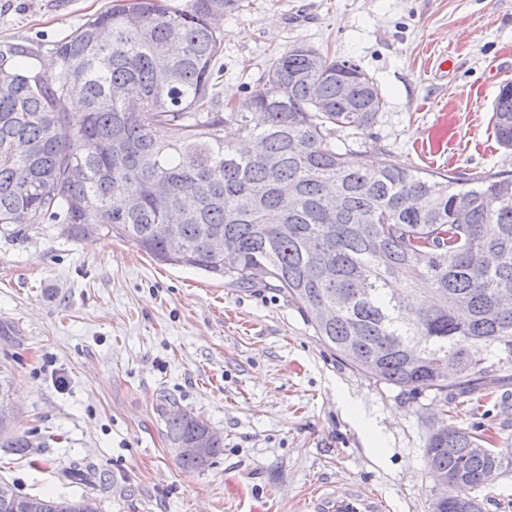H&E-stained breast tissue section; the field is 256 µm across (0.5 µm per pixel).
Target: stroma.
<instances>
[{
    "label": "stroma",
    "mask_w": 512,
    "mask_h": 512,
    "mask_svg": "<svg viewBox=\"0 0 512 512\" xmlns=\"http://www.w3.org/2000/svg\"><path fill=\"white\" fill-rule=\"evenodd\" d=\"M124 0H0V40L52 45ZM223 90L241 100L296 43L359 65L385 106L360 138L387 160L464 176L512 171L491 121L512 80V0H244L221 24ZM0 376L13 429L0 477L24 495L80 496L85 458L110 483L101 512H313L318 488L365 489L383 512H431L435 418L512 435V382L482 403L375 383L271 285L245 290L157 264L117 237L74 242L42 224L0 233ZM200 415L224 450L179 465L165 420Z\"/></svg>",
    "instance_id": "obj_1"
}]
</instances>
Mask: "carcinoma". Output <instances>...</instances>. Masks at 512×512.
Listing matches in <instances>:
<instances>
[{
  "label": "carcinoma",
  "instance_id": "1",
  "mask_svg": "<svg viewBox=\"0 0 512 512\" xmlns=\"http://www.w3.org/2000/svg\"><path fill=\"white\" fill-rule=\"evenodd\" d=\"M240 0L127 3L91 15L49 54L43 46L0 42V231L67 225L82 242L112 235L157 262L230 278L263 280L296 305L316 335L377 383L412 393L493 394L512 380V308L492 290L512 289V174L466 178L387 162L350 161L339 133L370 128L384 107L355 63L294 44L269 60L262 81L235 104L221 96L220 21ZM107 29L111 39H101ZM352 85L346 98L341 87ZM116 86L139 100L130 109ZM498 143L512 149V81L492 117ZM83 151L75 153L70 142ZM81 168L80 177L71 171ZM139 200L137 209L114 200ZM156 224L171 225L157 239ZM220 232L237 243L216 255ZM424 279L435 303L419 299ZM350 302L324 321L321 307ZM171 444L203 437L198 415L166 418ZM0 448L30 452L31 436L6 433ZM223 448L182 458L203 470ZM426 468L451 477L448 502L432 512H481L472 492L512 467V438L478 428H433ZM71 480L108 489L105 476L74 460ZM36 512H69L73 500L19 495Z\"/></svg>",
  "mask_w": 512,
  "mask_h": 512
}]
</instances>
